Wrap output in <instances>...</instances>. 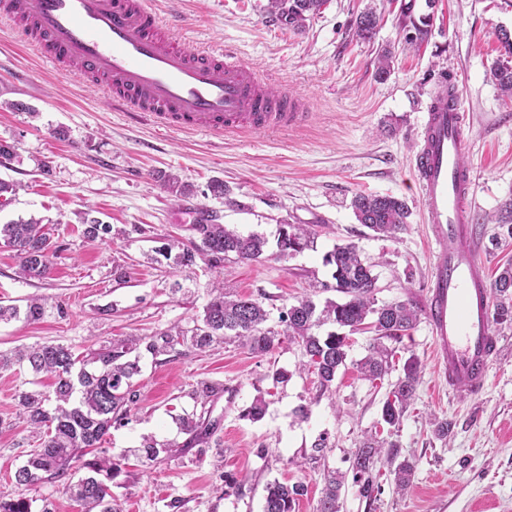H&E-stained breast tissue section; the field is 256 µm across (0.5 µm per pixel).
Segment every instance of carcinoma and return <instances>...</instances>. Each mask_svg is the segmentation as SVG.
Here are the masks:
<instances>
[{"instance_id": "obj_1", "label": "carcinoma", "mask_w": 512, "mask_h": 512, "mask_svg": "<svg viewBox=\"0 0 512 512\" xmlns=\"http://www.w3.org/2000/svg\"><path fill=\"white\" fill-rule=\"evenodd\" d=\"M325 0H267L264 11L296 31L320 13ZM416 0H402L398 25L405 32L410 46H419L430 33V16L414 17ZM382 17L369 8L352 21L354 35L369 40L376 33ZM393 64L391 50L384 49L376 57V78L383 80ZM494 78L503 95L512 98V67H499ZM166 190L173 196L191 193L190 185L174 175L163 176ZM351 206L358 223L374 233L394 238L405 228L409 210L405 201L392 195L357 194ZM83 233L91 241L112 232V227L84 212L80 217ZM503 238H512V202L504 204L498 217ZM195 231L202 248H186L178 254L176 264L191 267L197 258L208 257L211 267L218 268L224 260L260 262L266 258L267 240L259 234L242 235L222 224H197ZM314 232L300 224H286L277 240V256L287 257L291 251L302 252L311 243ZM0 241L20 259L19 277L25 280L47 277L58 255V247L50 241V233L40 221L30 219L0 224ZM326 263L334 267V283H323L324 291L332 289L344 295V301H327L319 306L310 296H304L289 305L281 315L283 332L264 328L267 311L263 302L252 296L235 293L223 283L210 289V300L203 315L191 329L177 325L156 333L147 342L155 356L164 355L176 344L203 348L226 336L238 339L251 351L269 353L285 335L301 344L308 360L301 368L316 374L320 388L328 390L336 380L337 372L346 366L349 336L331 332L326 337L313 333L325 324L350 330L370 325L375 336L368 353L356 363L362 379L371 383L381 380L395 369L396 348L418 323L422 308L411 300H393L378 304L374 297L377 277L371 266L365 264L353 244L336 247L326 256ZM495 299L493 320L512 328V261L503 264L491 284ZM48 299L32 297L25 308L14 304L0 305V322L24 318L36 322L48 311ZM140 342L130 336L117 343H109L79 359L72 349L62 344L36 343L10 351H0V370L27 367L34 374H49L54 378L53 390L20 393L22 415L38 437V446L30 451L26 461L14 473L16 495L0 498V512H32V500L25 491L43 484L60 483L64 494L84 509V512H118L112 503L108 481L112 480L116 464L112 457L99 455L104 437L112 425L127 419L128 403L135 394L131 379L138 372L136 362L126 359ZM421 379L418 358H406L402 375L392 385L382 403L380 420L373 433L364 437L351 457L353 483L358 495L372 502L380 491L375 465L386 456L393 466L390 473L396 490L405 492L412 483L414 465L399 460L400 445L392 439L402 419L416 397ZM148 462L158 459L160 453H171L170 447L159 448L150 439L138 449ZM345 475L331 471L327 474L317 512H341V495ZM307 493L301 482L284 484L278 481L265 486L263 512H294L296 501Z\"/></svg>"}]
</instances>
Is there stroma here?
Wrapping results in <instances>:
<instances>
[{
    "instance_id": "stroma-1",
    "label": "stroma",
    "mask_w": 512,
    "mask_h": 512,
    "mask_svg": "<svg viewBox=\"0 0 512 512\" xmlns=\"http://www.w3.org/2000/svg\"><path fill=\"white\" fill-rule=\"evenodd\" d=\"M266 0H156L161 16H178L184 46L233 52L264 78L268 88L304 98L309 118L286 130L215 137L197 131L171 133L148 117L110 109L87 80L62 74L0 22V140L15 145L0 157V179L18 183L11 202L0 206V224L42 220L58 246L50 274L28 281L17 275L19 259L0 244V302L23 304L32 296L57 300L35 324L0 323V350L60 343L82 354L108 342L193 326L209 300L211 271L200 262L181 269L169 250L200 245L185 215L196 206L219 223L276 242L284 224L316 232L313 247L281 259L225 263L224 282L262 300L267 324L283 330L281 315L297 297L337 299L332 269L324 258L336 246L353 244L377 277V302L410 299L426 306L436 246L424 224L414 159L423 119L435 101L439 72L460 94L463 161L472 173L471 207L478 218L481 258L488 275L512 259V239L497 240L493 218L512 200V100L493 76L507 58L498 32L512 31V0H416V15L432 14V33L420 51L407 49L397 24V0H326L304 30L294 31L264 11ZM381 13L375 38L357 40L351 21L366 7ZM395 55L386 80L375 77L381 48ZM26 70L16 82L13 74ZM13 101L31 113L10 109ZM65 138H57V130ZM49 174H42V167ZM175 174L191 184L190 196L173 197L161 178ZM224 183L229 198L211 185ZM392 195L410 215L397 238L376 236L350 208L355 194ZM112 225L105 242L83 235L80 213ZM500 348L487 381L460 398L438 376L433 336L420 318L398 344L402 357L416 356L422 377L417 397L397 438L400 455L414 465L412 484L397 493L393 477L380 478L382 492L366 504L347 487L342 512H512V329L493 327ZM371 332L352 334L348 366L321 391L314 373L302 370L306 356L283 341L259 355L239 342L199 350L175 346L155 356L134 351L133 378L140 398L130 404L125 425L110 429L103 447L120 460L112 496L120 512H262L265 486L303 483L295 512H316L327 471H347L349 457L373 431L382 403L399 374L382 383L359 378ZM288 378L274 384L272 375ZM220 390L200 400L199 382ZM46 391L50 380L27 371H0V496L15 492L14 472L37 442L20 418L18 395ZM268 407L258 421L242 411L258 395ZM308 419L297 418L299 406ZM202 425L185 434L184 416ZM451 421L447 441L433 436L432 418ZM177 446L176 455L143 463L133 454L143 437ZM327 437L324 457L312 446ZM237 485L229 487L226 477Z\"/></svg>"
}]
</instances>
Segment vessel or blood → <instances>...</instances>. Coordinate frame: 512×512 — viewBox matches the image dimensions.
Instances as JSON below:
<instances>
[{"mask_svg": "<svg viewBox=\"0 0 512 512\" xmlns=\"http://www.w3.org/2000/svg\"><path fill=\"white\" fill-rule=\"evenodd\" d=\"M0 21L60 71L94 82L108 105L149 115L167 131H271L307 118L301 97L271 93L233 55L181 47L179 19L161 18L153 0H0ZM438 86L414 162L424 219L439 246L427 319L449 391L467 396L483 387L497 341L462 163L458 94L446 74Z\"/></svg>", "mask_w": 512, "mask_h": 512, "instance_id": "1", "label": "vessel or blood"}]
</instances>
